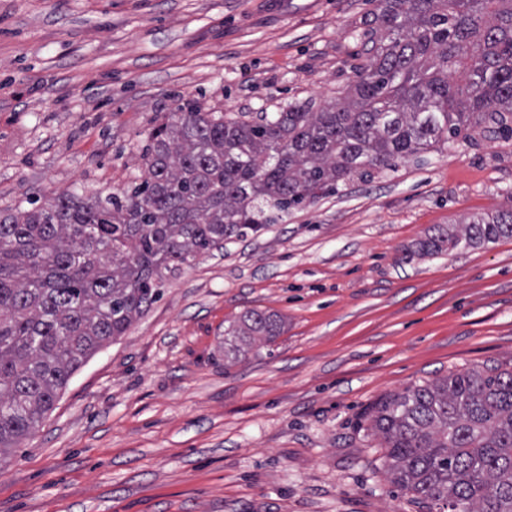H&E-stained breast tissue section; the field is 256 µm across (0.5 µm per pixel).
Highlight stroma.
Masks as SVG:
<instances>
[{
	"label": "stroma",
	"instance_id": "1",
	"mask_svg": "<svg viewBox=\"0 0 512 512\" xmlns=\"http://www.w3.org/2000/svg\"><path fill=\"white\" fill-rule=\"evenodd\" d=\"M374 0H0V216L120 193L181 107L334 100L369 60ZM512 209V139L480 131L339 185L198 257L69 380L0 465V512H430L391 482L385 395L512 368V238L420 242ZM285 329L245 358L246 312ZM283 317L274 312L252 310L224 330V357L237 359L252 348L256 341L273 342L284 332Z\"/></svg>",
	"mask_w": 512,
	"mask_h": 512
}]
</instances>
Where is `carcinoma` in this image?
<instances>
[{"label": "carcinoma", "mask_w": 512, "mask_h": 512, "mask_svg": "<svg viewBox=\"0 0 512 512\" xmlns=\"http://www.w3.org/2000/svg\"><path fill=\"white\" fill-rule=\"evenodd\" d=\"M375 2L371 57L345 97L257 122L181 109L153 129L141 183L120 195L62 190L0 218V459L157 302L167 273L464 130L512 135V0ZM501 238H512V210L442 229L421 251ZM283 332L281 315L248 311L224 330V357ZM372 426L393 483L437 512H512V370L389 394Z\"/></svg>", "instance_id": "cac0c4a2"}]
</instances>
